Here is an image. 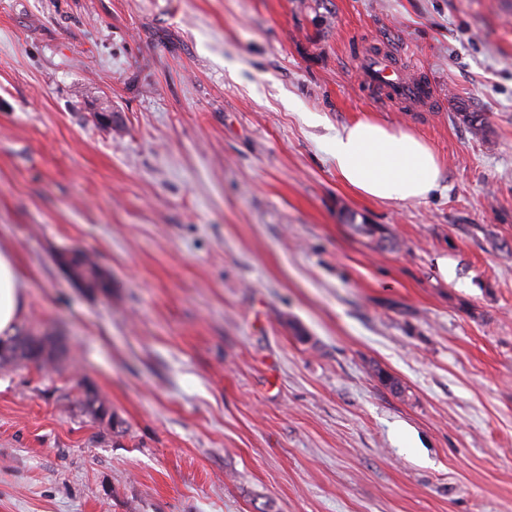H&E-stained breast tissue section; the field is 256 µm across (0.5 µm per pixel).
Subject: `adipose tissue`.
Returning <instances> with one entry per match:
<instances>
[{
  "instance_id": "obj_1",
  "label": "adipose tissue",
  "mask_w": 512,
  "mask_h": 512,
  "mask_svg": "<svg viewBox=\"0 0 512 512\" xmlns=\"http://www.w3.org/2000/svg\"><path fill=\"white\" fill-rule=\"evenodd\" d=\"M339 178L376 201L426 198L443 179L432 148L413 132L363 118L345 126L329 145ZM27 313V294L12 254L0 252V340L14 336Z\"/></svg>"
}]
</instances>
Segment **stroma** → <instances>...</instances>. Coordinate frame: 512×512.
Returning a JSON list of instances; mask_svg holds the SVG:
<instances>
[{
    "mask_svg": "<svg viewBox=\"0 0 512 512\" xmlns=\"http://www.w3.org/2000/svg\"><path fill=\"white\" fill-rule=\"evenodd\" d=\"M386 45L438 108L374 101ZM363 117L439 189L345 186ZM0 250L67 349L0 369V512H512V0H0ZM339 178L376 201L426 198L443 179L432 148L413 132L363 118L345 126L329 145ZM346 222L351 224L359 235L375 240L378 248L385 250L395 247L394 238L386 234L380 226L376 224H354L353 217L348 218ZM66 265L73 266L86 288L107 290L110 284L105 280L97 262L83 251L72 252L65 261Z\"/></svg>",
    "mask_w": 512,
    "mask_h": 512,
    "instance_id": "obj_1",
    "label": "stroma"
}]
</instances>
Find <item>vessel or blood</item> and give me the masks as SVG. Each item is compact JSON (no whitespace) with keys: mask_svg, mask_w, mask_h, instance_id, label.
I'll return each instance as SVG.
<instances>
[{"mask_svg":"<svg viewBox=\"0 0 512 512\" xmlns=\"http://www.w3.org/2000/svg\"><path fill=\"white\" fill-rule=\"evenodd\" d=\"M399 60L398 53L389 48L378 54H368L359 64L360 74L376 90L380 101L387 105L435 107L433 85L423 79H406L398 65Z\"/></svg>","mask_w":512,"mask_h":512,"instance_id":"1","label":"vessel or blood"}]
</instances>
